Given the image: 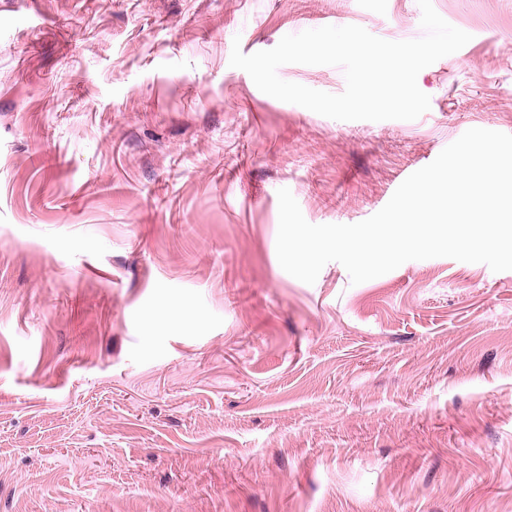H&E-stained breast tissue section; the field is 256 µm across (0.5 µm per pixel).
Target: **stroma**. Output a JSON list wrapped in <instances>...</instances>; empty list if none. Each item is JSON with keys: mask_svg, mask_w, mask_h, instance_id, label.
Here are the masks:
<instances>
[{"mask_svg": "<svg viewBox=\"0 0 512 512\" xmlns=\"http://www.w3.org/2000/svg\"><path fill=\"white\" fill-rule=\"evenodd\" d=\"M432 3L470 41L419 73L427 112L372 122L232 46L415 39L417 0H0V512H512V270L309 285L276 252L279 189L354 224L512 134V0Z\"/></svg>", "mask_w": 512, "mask_h": 512, "instance_id": "35a3bbf8", "label": "stroma"}]
</instances>
